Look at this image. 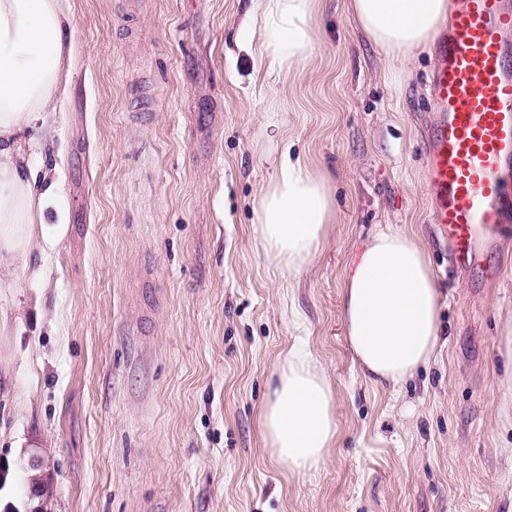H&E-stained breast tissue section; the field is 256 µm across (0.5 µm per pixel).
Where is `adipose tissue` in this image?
<instances>
[{
  "label": "adipose tissue",
  "instance_id": "ef3b65f1",
  "mask_svg": "<svg viewBox=\"0 0 512 512\" xmlns=\"http://www.w3.org/2000/svg\"><path fill=\"white\" fill-rule=\"evenodd\" d=\"M316 0H250L240 33L271 71L307 58ZM350 14L379 52L408 63L448 18V0H350ZM71 18L64 0H0V285L28 268L44 232L51 189L41 187L22 137L48 136L70 91ZM265 251L291 269L314 256L332 221L324 180L302 157L276 163L256 201ZM441 294L423 243L393 229L374 233L342 289L346 342L373 381L397 385L435 356ZM265 443L290 473L306 477L336 439L334 396L324 369L302 347L285 354L262 408Z\"/></svg>",
  "mask_w": 512,
  "mask_h": 512
}]
</instances>
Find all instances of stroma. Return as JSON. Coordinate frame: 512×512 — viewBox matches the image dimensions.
Segmentation results:
<instances>
[{
  "label": "stroma",
  "instance_id": "35a3bbf8",
  "mask_svg": "<svg viewBox=\"0 0 512 512\" xmlns=\"http://www.w3.org/2000/svg\"><path fill=\"white\" fill-rule=\"evenodd\" d=\"M74 67L52 144L58 194L18 285L0 288V501L48 457V512H512V237L456 270L429 222L422 132L430 49L380 54L317 0L309 58L277 76L239 47L248 0H68ZM334 209L301 270L271 261L254 206L284 154ZM416 234L442 294L434 359L399 386L355 364L341 317L354 256ZM304 338L335 397L336 440L299 478L260 414Z\"/></svg>",
  "mask_w": 512,
  "mask_h": 512
}]
</instances>
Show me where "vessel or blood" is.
<instances>
[{"mask_svg":"<svg viewBox=\"0 0 512 512\" xmlns=\"http://www.w3.org/2000/svg\"><path fill=\"white\" fill-rule=\"evenodd\" d=\"M425 133L430 222L456 265L512 231V0H451Z\"/></svg>","mask_w":512,"mask_h":512,"instance_id":"b4317fda","label":"vessel or blood"}]
</instances>
